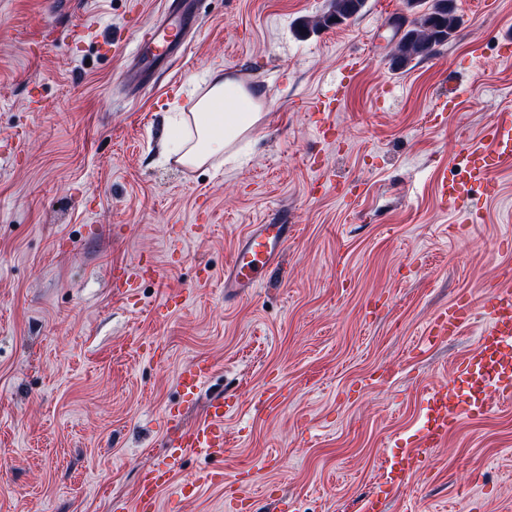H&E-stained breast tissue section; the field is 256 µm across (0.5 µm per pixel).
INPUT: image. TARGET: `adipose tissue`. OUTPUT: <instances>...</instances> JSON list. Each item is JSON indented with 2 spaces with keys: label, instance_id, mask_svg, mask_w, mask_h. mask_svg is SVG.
I'll return each instance as SVG.
<instances>
[{
  "label": "adipose tissue",
  "instance_id": "obj_1",
  "mask_svg": "<svg viewBox=\"0 0 512 512\" xmlns=\"http://www.w3.org/2000/svg\"><path fill=\"white\" fill-rule=\"evenodd\" d=\"M206 83L195 111L181 114L179 130L166 145L168 156L193 166L223 156L244 141L263 117L262 90L246 89L219 71L209 73Z\"/></svg>",
  "mask_w": 512,
  "mask_h": 512
}]
</instances>
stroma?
<instances>
[{
	"label": "stroma",
	"mask_w": 512,
	"mask_h": 512,
	"mask_svg": "<svg viewBox=\"0 0 512 512\" xmlns=\"http://www.w3.org/2000/svg\"><path fill=\"white\" fill-rule=\"evenodd\" d=\"M163 2L0 0V512H119L165 451L167 409L194 424L219 394L240 401L225 485L168 488L155 512H233L244 469L262 472L253 512H355L480 329L421 349L426 325L512 265V164L475 223L437 193L449 149L512 107L496 47L512 0H455L453 39L401 70L389 20L406 0L309 33L329 0H198L188 51L130 93L128 48L101 43L134 40ZM352 55L320 136L308 105ZM219 69L265 93L246 160L164 159L169 113ZM452 70L470 91L440 121ZM269 223L296 227L287 276L225 292L239 238ZM138 261L155 276L116 296L113 271ZM196 360L216 371L188 398ZM271 384L273 413L254 405ZM406 495L419 512H512V405L462 419Z\"/></svg>",
	"instance_id": "1"
}]
</instances>
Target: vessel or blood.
Masks as SVG:
<instances>
[{
	"mask_svg": "<svg viewBox=\"0 0 512 512\" xmlns=\"http://www.w3.org/2000/svg\"><path fill=\"white\" fill-rule=\"evenodd\" d=\"M196 28L193 0H168L162 20L136 37L132 64L125 72L126 81L132 87H142L156 68L185 53L186 35ZM360 65L358 58L349 59L335 87L313 103V111L326 114L336 111ZM483 139V145L459 148L449 157L450 164L463 172L462 178L444 179L439 184L451 213L477 216L481 200L494 194L492 171L512 159L511 107L495 113L483 132ZM293 232L290 224L254 225L233 251L224 271L225 287L246 296L266 286L271 274L282 266ZM140 275L139 266L119 268L112 286L117 294H126L135 288ZM479 312L486 321L474 348L455 363L448 379L430 386L423 400L417 435L409 436L405 448L399 452L385 456L380 481L376 489L361 500L357 512H383L384 503L400 492L407 478L425 471L430 449L444 445L449 430L461 418L482 416L500 405L512 404L511 288L491 287L477 307L464 301L449 304L434 317L422 341L432 346L441 337L456 335L471 325ZM212 372V364L193 362L181 370L179 381L183 388L192 391ZM233 408V403L226 398H216L210 402L202 422L180 430L168 452L144 473L136 487L133 501L140 512L154 505L161 492L171 486L186 453L195 452L216 461L214 467L187 479V487L223 484L224 469L219 462L227 454L224 418Z\"/></svg>",
	"mask_w": 512,
	"mask_h": 512,
	"instance_id": "b4317fda",
	"label": "vessel or blood"
}]
</instances>
